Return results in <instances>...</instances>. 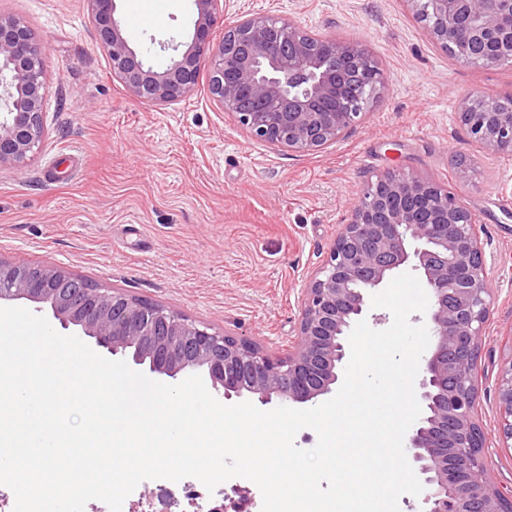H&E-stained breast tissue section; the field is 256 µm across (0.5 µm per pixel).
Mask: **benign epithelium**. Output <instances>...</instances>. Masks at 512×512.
Listing matches in <instances>:
<instances>
[{
	"mask_svg": "<svg viewBox=\"0 0 512 512\" xmlns=\"http://www.w3.org/2000/svg\"><path fill=\"white\" fill-rule=\"evenodd\" d=\"M118 0H87L100 45L126 91L169 103L195 92L209 74L214 102L248 136L298 152L334 143L366 115L336 107L349 81L384 84L376 59L333 35L325 44L291 20L241 18L214 41L218 0H193L194 32L163 68L146 63L123 35ZM432 40L458 59L477 43L493 44L489 66L512 65V0H428ZM46 48L24 20L0 14V165L22 169L46 132ZM458 119L491 155H512V110H481L467 96ZM413 262L429 290V344L422 357L421 414L406 435L423 485L424 512H512V488L487 476L486 432L475 417L476 363L490 315L492 289L484 243L472 211L437 181L402 168L377 176L361 192L325 262L302 289L298 331L283 352L212 331L146 299L105 288L56 266L0 259V301L25 299L51 311L116 356L175 378L205 371L225 399L248 393L263 404L315 402L336 392L350 354L349 334L370 299L401 266ZM497 434L512 441V344L495 387Z\"/></svg>",
	"mask_w": 512,
	"mask_h": 512,
	"instance_id": "obj_1",
	"label": "benign epithelium"
}]
</instances>
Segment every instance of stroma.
Returning <instances> with one entry per match:
<instances>
[{
	"label": "stroma",
	"instance_id": "obj_1",
	"mask_svg": "<svg viewBox=\"0 0 512 512\" xmlns=\"http://www.w3.org/2000/svg\"><path fill=\"white\" fill-rule=\"evenodd\" d=\"M47 49L46 137L24 169L0 166V259L58 266L196 323L284 348L298 299L351 218L362 186L393 167L435 179L473 212L492 301L477 361L488 476L512 486L495 384L512 332V156L461 128L459 101L512 96V66H470L430 38L406 0H220L216 36L246 15L363 45L385 83L364 121L318 152L248 138L210 97L150 104L112 73L86 0H0ZM150 18L129 36L163 67L189 41L192 0H119Z\"/></svg>",
	"mask_w": 512,
	"mask_h": 512
}]
</instances>
